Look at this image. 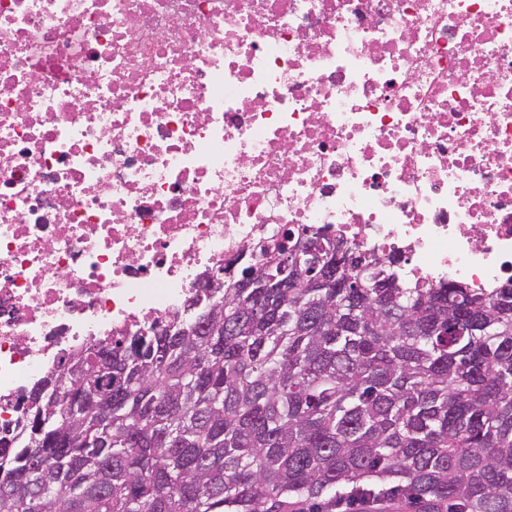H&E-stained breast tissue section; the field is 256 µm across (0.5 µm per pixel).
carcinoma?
Masks as SVG:
<instances>
[{
	"label": "carcinoma",
	"instance_id": "cac0c4a2",
	"mask_svg": "<svg viewBox=\"0 0 512 512\" xmlns=\"http://www.w3.org/2000/svg\"><path fill=\"white\" fill-rule=\"evenodd\" d=\"M264 288H199L181 314L63 352L0 429V512H336L405 499L419 512H512V287L366 272L324 288L293 270ZM112 413L65 421L102 375Z\"/></svg>",
	"mask_w": 512,
	"mask_h": 512
}]
</instances>
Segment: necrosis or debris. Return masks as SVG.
<instances>
[{
  "label": "necrosis or debris",
  "mask_w": 512,
  "mask_h": 512,
  "mask_svg": "<svg viewBox=\"0 0 512 512\" xmlns=\"http://www.w3.org/2000/svg\"><path fill=\"white\" fill-rule=\"evenodd\" d=\"M301 224L512 280V0H0V424Z\"/></svg>",
  "instance_id": "necrosis-or-debris-1"
}]
</instances>
